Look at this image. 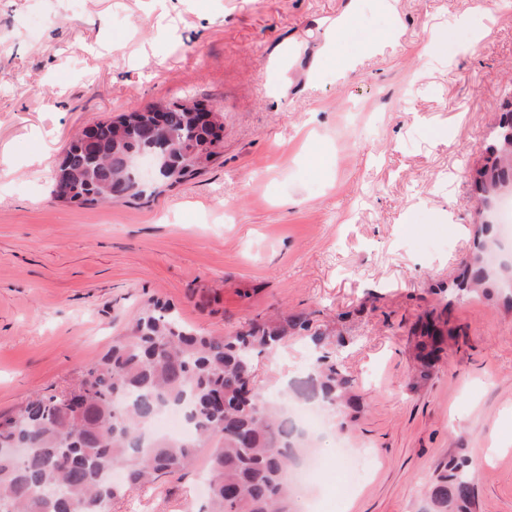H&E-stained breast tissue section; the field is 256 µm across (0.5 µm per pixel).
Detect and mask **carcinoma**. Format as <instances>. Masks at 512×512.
<instances>
[{"label": "carcinoma", "instance_id": "obj_1", "mask_svg": "<svg viewBox=\"0 0 512 512\" xmlns=\"http://www.w3.org/2000/svg\"><path fill=\"white\" fill-rule=\"evenodd\" d=\"M494 162L476 171L478 191L491 196L512 172V99L502 104ZM196 105L171 104L163 123L155 110L122 114L124 126L97 123L94 142L76 137L58 171L70 176L71 203L110 204L119 198L151 197L166 185L198 174L216 153L201 154L210 131L197 124ZM139 154L163 165L160 180L134 187L128 161ZM489 275L479 266L463 278L470 291ZM288 323L253 324L235 336L199 334L170 308L153 303L127 335L90 365L70 391L38 394L16 414L0 416V505L12 512H108L112 501L132 489L162 484L195 466L197 450L210 449V495L206 512H293L288 469L308 444L272 396L255 384V361L274 352ZM459 331L438 316L428 320L416 343V358L429 366ZM294 397L325 405L355 407L352 380L328 355L311 373L291 384ZM179 408L192 418L183 440L143 437L160 406ZM3 448H23L19 456ZM474 461L451 459L423 494L421 512H469L474 499Z\"/></svg>", "mask_w": 512, "mask_h": 512}]
</instances>
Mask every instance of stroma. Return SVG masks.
<instances>
[{
  "instance_id": "35a3bbf8",
  "label": "stroma",
  "mask_w": 512,
  "mask_h": 512,
  "mask_svg": "<svg viewBox=\"0 0 512 512\" xmlns=\"http://www.w3.org/2000/svg\"><path fill=\"white\" fill-rule=\"evenodd\" d=\"M0 0V414L62 390L154 300L194 330L303 319L256 383L331 352L356 409L319 436L320 512H418L453 455L472 512H512V271L449 299L500 236L473 176L512 97V0ZM351 15L337 76L328 27ZM475 15L484 35L457 33ZM380 41L377 54L363 41ZM320 74L309 82L310 71ZM219 113L205 170L155 198L68 204L55 169L82 128L160 103ZM447 313L466 343L420 382L414 345ZM367 448L344 474L337 444ZM200 470L110 512H201Z\"/></svg>"
}]
</instances>
